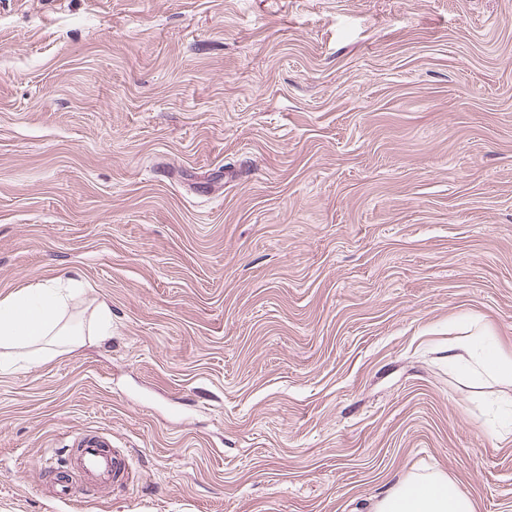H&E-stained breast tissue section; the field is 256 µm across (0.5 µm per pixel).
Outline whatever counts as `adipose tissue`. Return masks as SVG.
Masks as SVG:
<instances>
[{"instance_id":"1","label":"adipose tissue","mask_w":512,"mask_h":512,"mask_svg":"<svg viewBox=\"0 0 512 512\" xmlns=\"http://www.w3.org/2000/svg\"><path fill=\"white\" fill-rule=\"evenodd\" d=\"M80 287L50 280L0 299V358L35 366L51 353L81 342L84 327L71 307ZM454 346L478 359L482 372L512 379V356L497 348L482 349L475 336H458ZM374 512H475L471 498L438 472L410 474L379 500Z\"/></svg>"}]
</instances>
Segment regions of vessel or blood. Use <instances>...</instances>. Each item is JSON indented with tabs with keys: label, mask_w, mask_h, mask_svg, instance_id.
Returning a JSON list of instances; mask_svg holds the SVG:
<instances>
[{
	"label": "vessel or blood",
	"mask_w": 512,
	"mask_h": 512,
	"mask_svg": "<svg viewBox=\"0 0 512 512\" xmlns=\"http://www.w3.org/2000/svg\"><path fill=\"white\" fill-rule=\"evenodd\" d=\"M60 466L67 469L69 477L56 480L54 494L71 502L77 499L81 487L126 482L130 460L126 453L112 448L108 434L87 431L78 435Z\"/></svg>",
	"instance_id": "vessel-or-blood-1"
}]
</instances>
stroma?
I'll use <instances>...</instances> for the list:
<instances>
[{
	"instance_id": "obj_1",
	"label": "stroma",
	"mask_w": 512,
	"mask_h": 512,
	"mask_svg": "<svg viewBox=\"0 0 512 512\" xmlns=\"http://www.w3.org/2000/svg\"><path fill=\"white\" fill-rule=\"evenodd\" d=\"M112 334L0 369V512H512V0H0V299ZM454 349L464 351L470 358L476 355V349H481L482 353L478 357V365L482 372L488 375H495L504 379H512V356L505 354L499 348L486 349L481 345V341L475 336H455ZM111 447L108 434L87 431L78 435L74 448H67L68 454L56 469H68V479L56 478L53 483L57 498L72 502L78 498L80 486L105 487L126 482L130 460L126 453ZM72 477L79 480L77 485ZM374 512H475L471 498L445 475L432 472L400 479Z\"/></svg>"
}]
</instances>
